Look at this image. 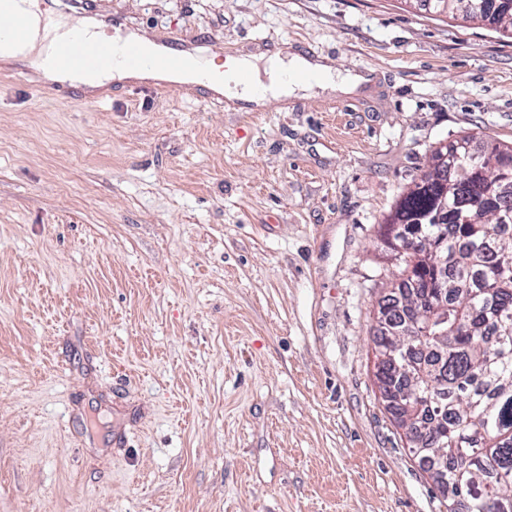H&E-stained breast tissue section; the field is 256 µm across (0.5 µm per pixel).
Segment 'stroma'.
<instances>
[{
	"mask_svg": "<svg viewBox=\"0 0 512 512\" xmlns=\"http://www.w3.org/2000/svg\"><path fill=\"white\" fill-rule=\"evenodd\" d=\"M102 9L376 83L86 106L0 68V512H448L373 376L378 235L434 147L512 143V37L406 0Z\"/></svg>",
	"mask_w": 512,
	"mask_h": 512,
	"instance_id": "1",
	"label": "stroma"
}]
</instances>
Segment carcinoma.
Instances as JSON below:
<instances>
[{
  "label": "carcinoma",
  "mask_w": 512,
  "mask_h": 512,
  "mask_svg": "<svg viewBox=\"0 0 512 512\" xmlns=\"http://www.w3.org/2000/svg\"><path fill=\"white\" fill-rule=\"evenodd\" d=\"M430 13L483 22L475 0H418ZM470 139L397 197L380 235L400 263L380 314L374 363L383 396L424 472L460 486L449 512H512V146L486 142L469 165ZM448 249V266L437 251ZM448 288H438L439 283ZM448 470L433 472L435 459Z\"/></svg>",
  "instance_id": "carcinoma-1"
}]
</instances>
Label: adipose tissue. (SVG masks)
Listing matches in <instances>:
<instances>
[{
	"label": "adipose tissue",
	"instance_id": "1",
	"mask_svg": "<svg viewBox=\"0 0 512 512\" xmlns=\"http://www.w3.org/2000/svg\"><path fill=\"white\" fill-rule=\"evenodd\" d=\"M195 72L182 76L185 84H197L255 106L313 88L350 94L373 82L371 72H335L328 60L301 53L277 51L264 60L235 56L218 60L194 49Z\"/></svg>",
	"mask_w": 512,
	"mask_h": 512
}]
</instances>
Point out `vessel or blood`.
Returning a JSON list of instances; mask_svg holds the SVG:
<instances>
[{"mask_svg": "<svg viewBox=\"0 0 512 512\" xmlns=\"http://www.w3.org/2000/svg\"><path fill=\"white\" fill-rule=\"evenodd\" d=\"M9 4L11 24L0 29V48L19 47L28 39L31 21L22 7V0H5ZM39 65L43 70L68 75H86L115 69L150 68L168 74V81L159 83L160 91H178L173 75L189 70L194 60L177 43H169L166 52L148 54L142 44L119 43L110 39L88 40L82 26L74 24L51 31Z\"/></svg>", "mask_w": 512, "mask_h": 512, "instance_id": "obj_1", "label": "vessel or blood"}]
</instances>
